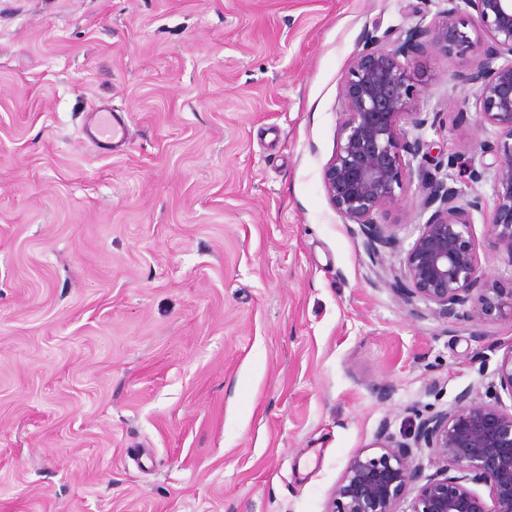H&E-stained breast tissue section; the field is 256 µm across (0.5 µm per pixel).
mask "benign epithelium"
<instances>
[{
  "label": "benign epithelium",
  "mask_w": 512,
  "mask_h": 512,
  "mask_svg": "<svg viewBox=\"0 0 512 512\" xmlns=\"http://www.w3.org/2000/svg\"><path fill=\"white\" fill-rule=\"evenodd\" d=\"M426 27L370 33L354 57L341 88L342 119L336 150L323 169L331 206L347 224L359 225L375 264L386 265V250L398 246L396 225L376 215L395 202L405 183L417 175L421 211L430 213L406 250L400 267L391 269L390 289L407 305L425 304L453 325L478 323L497 314L512 319V291L483 282L471 224L480 209L476 185L486 169L471 168L460 181L413 162L427 147L421 131L428 124L409 111L416 86L399 56L422 36L447 56L480 57L466 80L476 86L478 126L495 135L486 143L493 155L494 207L489 226L493 246L512 262V0H447ZM474 15L465 16L466 9ZM412 119L419 131L413 142L401 137L399 122ZM502 390L512 396V346L497 367ZM418 423L402 440L381 430L371 447L357 452L331 493L326 512H395L408 489L416 491L408 512H512V409L478 402L461 392L446 410L414 413ZM426 448L439 462L463 472L432 477L414 454ZM489 487L491 503L470 485Z\"/></svg>",
  "instance_id": "7a95c632"
}]
</instances>
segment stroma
I'll return each instance as SVG.
<instances>
[{
    "instance_id": "35a3bbf8",
    "label": "stroma",
    "mask_w": 512,
    "mask_h": 512,
    "mask_svg": "<svg viewBox=\"0 0 512 512\" xmlns=\"http://www.w3.org/2000/svg\"><path fill=\"white\" fill-rule=\"evenodd\" d=\"M443 0H0V512H325L380 430L493 397L512 322L413 314L322 181L368 33ZM427 165L492 163L478 57L408 56ZM123 115L118 156L87 112ZM473 236L486 284L491 180Z\"/></svg>"
}]
</instances>
